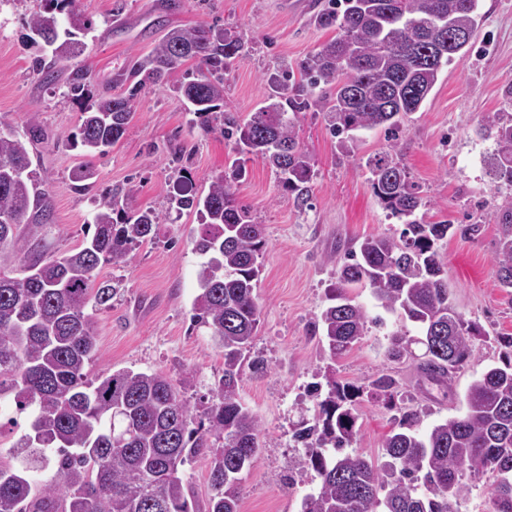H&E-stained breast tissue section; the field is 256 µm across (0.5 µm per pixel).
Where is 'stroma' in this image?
Returning <instances> with one entry per match:
<instances>
[{"mask_svg": "<svg viewBox=\"0 0 512 512\" xmlns=\"http://www.w3.org/2000/svg\"><path fill=\"white\" fill-rule=\"evenodd\" d=\"M327 3L78 0L82 18L93 23L79 61L91 68L96 93L113 95V74L149 52L169 29L199 24L234 29L252 49L224 83V108L246 119L262 105L282 65H296L332 38V31L313 23ZM39 6L40 0H6L0 6V128L22 132L35 118L49 135L73 133L80 123L77 107L33 74L32 52L21 40L23 17ZM479 14L473 50L444 68L425 105L404 119L398 140L402 162L425 202L426 220L482 227L479 236L455 234L439 245L455 309L485 332L457 370L451 393L420 390L411 362L387 358L394 316H384V327L369 328L349 354L333 363L311 334L345 247L367 235L396 236L403 228L378 203L366 167L369 157L389 148L383 130L359 133L346 154L321 113H300L299 142L314 163L311 199L303 208L281 190L261 159L242 158L245 175L237 196L264 226L268 245L255 289L261 314L252 349L267 370L245 371L239 387L261 421L264 447L243 475L241 512H301L303 497L317 490L314 476L290 477L297 457L292 435L315 373L327 370L338 381L363 386L381 375L395 378L402 394L395 407L366 397L357 408L359 434L353 447L382 463V442L402 412L418 410L423 431L463 415L470 383L506 360L507 350L497 339L512 336V294L495 285L493 216L512 187L494 181L488 161L495 141L482 129L495 113L512 115V0H479ZM134 108L136 116L123 138L93 160L78 147L39 143L31 148L33 166L53 196L54 221L37 233L44 256L74 252L87 238L93 207L89 195L75 191L71 182L80 165L91 163L97 188L135 184L133 207L161 210L177 188L169 164L172 146L184 147L192 186L202 195L212 178L238 159L233 142L220 133L190 128L187 104L165 86L143 91ZM198 232L196 214L183 212L176 222L160 225L156 237L125 264L101 268L99 280L121 281L123 290L110 308L93 313L98 352L84 369L87 380L124 368L175 378L187 371L195 383L185 398L195 404L208 396L224 372V358L208 330L193 321Z\"/></svg>", "mask_w": 512, "mask_h": 512, "instance_id": "1", "label": "stroma"}]
</instances>
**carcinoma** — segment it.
<instances>
[{
	"label": "carcinoma",
	"instance_id": "1",
	"mask_svg": "<svg viewBox=\"0 0 512 512\" xmlns=\"http://www.w3.org/2000/svg\"><path fill=\"white\" fill-rule=\"evenodd\" d=\"M478 2L342 0L328 6L315 23L335 36L296 65L299 81L289 82L290 70L281 71L266 105L246 122L224 111V77L251 49L234 30L170 29L115 74L112 83L127 87L125 95L94 94L90 68L69 66L85 50L76 36L86 26L74 20L75 0H42L25 18L24 43L42 82L55 83L58 67H67L64 95L80 108L82 122L54 144L79 145L90 158L120 141L142 90L167 85L192 105L191 126L218 130L234 140L237 152L261 158L303 207L314 171L297 139L299 113H323L342 147L357 131L384 128L390 149L366 166L379 203L403 229L397 239L368 236L345 254L333 303L316 317L312 333H322L324 355L332 361L352 351L368 325L379 324L348 292L368 288L384 310L397 314L388 358L412 362L421 378L449 389L484 332L471 321L455 330L459 312L439 254L452 225L418 216L422 198L393 152L404 116L421 107L443 67L472 45ZM450 30H465L469 38L450 45L444 37ZM189 61L192 67L184 68ZM486 130L496 144L491 171L512 186V117L497 114ZM38 141L49 138L36 123L24 139L0 129V397L13 395L17 411L31 418V432L16 444L25 449L23 472L0 462V512H240L241 475L262 450L261 421L241 400L239 383L260 322L254 290L267 247L263 225L252 222L236 197L241 165L215 177L200 195L189 186L184 154L175 151L170 163L178 188L165 210L132 207L133 185L107 189L92 199L95 231L78 252L30 262L32 244L20 225L54 221L51 191L31 169L29 146ZM92 178L91 166L82 165L72 174L73 188L86 190ZM187 210L200 225L194 251L205 257L193 321L208 328L221 349L224 374L197 406L181 394L194 382L189 373L175 379L121 369L87 382L84 368L97 351L87 306L109 307L119 293L118 284L97 281V270L126 262L159 225ZM494 220L496 281L512 288V196L497 205ZM407 321L418 325L420 336L407 334ZM323 379L312 385L313 419H302L294 434L301 443L297 470L320 480L301 512H460L465 479L488 471L497 477L492 512H512L511 363L489 368L470 384L464 415L423 434L415 429L417 412H404L383 440L390 458L383 467L352 449L364 388L326 374ZM397 394L388 376L371 383L375 398L392 403ZM198 456L209 459L211 495L203 508L180 473Z\"/></svg>",
	"mask_w": 512,
	"mask_h": 512
}]
</instances>
